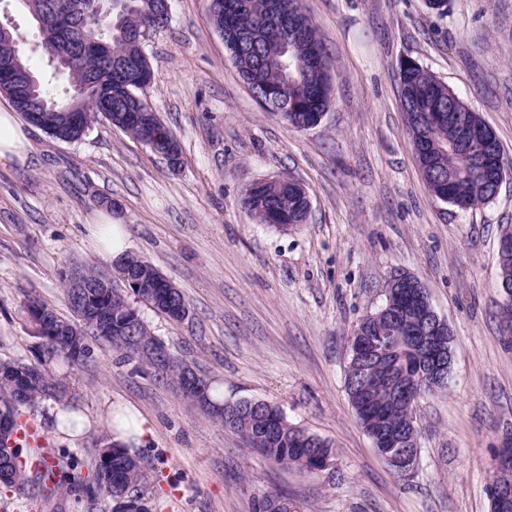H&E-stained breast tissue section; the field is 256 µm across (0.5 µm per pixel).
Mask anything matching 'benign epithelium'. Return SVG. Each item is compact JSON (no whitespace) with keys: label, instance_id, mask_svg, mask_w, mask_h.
<instances>
[{"label":"benign epithelium","instance_id":"1","mask_svg":"<svg viewBox=\"0 0 512 512\" xmlns=\"http://www.w3.org/2000/svg\"><path fill=\"white\" fill-rule=\"evenodd\" d=\"M460 145L468 151L477 168L486 173L487 187L492 195H497L508 172L501 157L495 153L492 139L480 126H467L462 132ZM390 300L386 307L376 315H370L365 321L376 323L411 319L415 325L412 335L407 337L408 343L424 355L423 369L413 375H407L410 382L396 381L390 386V402L399 403L407 400L409 383L421 381L427 386L445 380L448 377L452 334L445 320L434 310L425 286L413 277L401 276L389 283ZM352 360L348 371L372 361L389 360L388 352L374 349L368 340L353 336L349 340ZM207 382L196 377L187 386L191 401L196 405L207 402ZM373 447L381 459L396 474L406 476L415 469L419 449L410 447V440L399 431L383 428L370 431ZM498 485L492 497L499 507L507 510L512 507V450H503L497 463Z\"/></svg>","mask_w":512,"mask_h":512}]
</instances>
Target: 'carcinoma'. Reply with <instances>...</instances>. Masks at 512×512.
Listing matches in <instances>:
<instances>
[{
    "label": "carcinoma",
    "mask_w": 512,
    "mask_h": 512,
    "mask_svg": "<svg viewBox=\"0 0 512 512\" xmlns=\"http://www.w3.org/2000/svg\"><path fill=\"white\" fill-rule=\"evenodd\" d=\"M36 21L41 32L45 56L57 44L66 46L64 63L54 68L63 76L66 88L58 91L44 83L30 68L18 35L10 31L0 35V72L10 77L0 87L21 117L40 125L62 141L82 138L93 125L106 121L123 130L132 139L154 152H164L168 144H177L174 134L139 95L133 77L148 66L141 50L129 39V33L141 26L163 27L168 19L158 16L162 0H125L108 16L97 15L91 0H17ZM212 24L219 30L238 73L255 100L268 112L283 118L296 130L301 120L317 112H326L329 74L320 77L313 71V59L321 58L327 66L321 37L312 20L303 12L300 0H215ZM112 44V55L101 56L92 49V41ZM400 102L406 114L413 144L428 136L444 150L440 163L424 176L429 192L461 210L488 202L483 196L482 175L461 161L453 144L458 132L448 123V96L437 79L421 65L399 66ZM453 178L449 190L443 182ZM242 204L251 218L261 224L275 213H286L279 230L300 226L306 201L288 182H256L242 193ZM79 268L91 283L98 279H119L112 288L87 289L84 305L73 302L69 288L63 292L74 319L64 318L43 300L31 297L25 314L50 318L49 327H34L32 334L41 340L43 356L49 362L80 365L91 357L88 338L97 337L88 322L87 310L103 309L112 319L111 331L100 340L108 343L121 359L138 364L141 371L185 394L188 377L194 375V362L180 356L155 336L142 318L138 305L144 304L166 319L180 323L188 318L189 304L179 288L169 279L166 287H157L164 279L151 263L140 259L143 284L128 283L133 277L125 265L117 266V276L97 263H81ZM156 349V355L141 359L136 346ZM375 382L367 385L361 399H350L361 425L373 420L401 429L417 437L413 411L388 401L379 385L385 367L370 369ZM205 414L212 422L236 432L244 444L273 464L295 467L303 472L317 467L318 460L331 458V445L324 439L288 423L277 407L251 411L224 402L213 382H208ZM69 402L66 385L46 370L21 359L0 360V485L23 494L31 482L30 468L23 464L25 453L37 454L41 447L29 438L17 436L20 410L34 409L42 402ZM47 470L54 476H38L41 492L53 497H76L80 489H92L89 506L99 498L113 504L112 512H148L143 503L144 479L140 459L119 443H105L97 449L92 469L87 475L76 473L75 456L67 451L52 456ZM287 497L266 494L257 499L255 512H279Z\"/></svg>",
    "instance_id": "1"
}]
</instances>
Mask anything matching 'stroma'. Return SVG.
Returning a JSON list of instances; mask_svg holds the SVG:
<instances>
[{
    "label": "stroma",
    "mask_w": 512,
    "mask_h": 512,
    "mask_svg": "<svg viewBox=\"0 0 512 512\" xmlns=\"http://www.w3.org/2000/svg\"><path fill=\"white\" fill-rule=\"evenodd\" d=\"M322 35L330 105L321 122L290 128L256 102L207 19L209 0H170V22L144 45L152 72L142 95L173 132L170 163L112 125L58 140L28 126L31 162H0V359L36 361L23 315L40 296L70 309L68 266L114 267L90 233L104 211L129 250L182 291L190 316L140 313L155 336L224 388L265 401L327 440L319 475L274 465L232 430L136 363L95 343L80 366L51 364L88 421L66 437L58 404L27 413L46 447L87 471L107 415L129 406L151 429L141 460L149 512H254L265 493L298 512H491L486 486L512 436V326L503 317L499 239L512 227V175L497 196L461 211L432 196L401 108L399 64L410 58L448 84L512 158V0H301ZM12 18L41 78L62 86L21 7ZM290 178L311 203L307 224L280 231L241 209L245 185ZM417 277L453 332L445 388L415 406L419 461L400 477L375 452L346 391L349 338L385 301L395 276Z\"/></svg>",
    "instance_id": "stroma-1"
}]
</instances>
